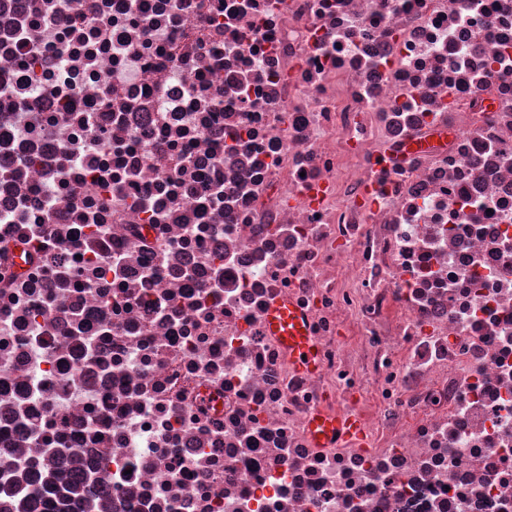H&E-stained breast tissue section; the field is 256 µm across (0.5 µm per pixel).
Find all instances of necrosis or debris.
<instances>
[{
	"mask_svg": "<svg viewBox=\"0 0 512 512\" xmlns=\"http://www.w3.org/2000/svg\"><path fill=\"white\" fill-rule=\"evenodd\" d=\"M31 463L70 512H512V0H0ZM267 325L288 347L294 366L300 371H311L316 366V348L307 334L301 311L292 306L277 304L267 315ZM305 355V358H302ZM310 429L314 438L323 445L333 441L339 442L347 436H357L359 428L351 418H331L322 413H315L310 420ZM30 483L33 485V489L27 501L39 499L45 505L59 508V512L65 511L62 506H65V502L71 499L70 495L87 496L94 488L93 485H90L91 482L88 484L87 479L83 482H74L57 474H51L47 478L46 475L35 470L31 472ZM27 501H23L20 507L24 506V509H27Z\"/></svg>",
	"mask_w": 512,
	"mask_h": 512,
	"instance_id": "4bbe7bcc",
	"label": "necrosis or debris"
}]
</instances>
